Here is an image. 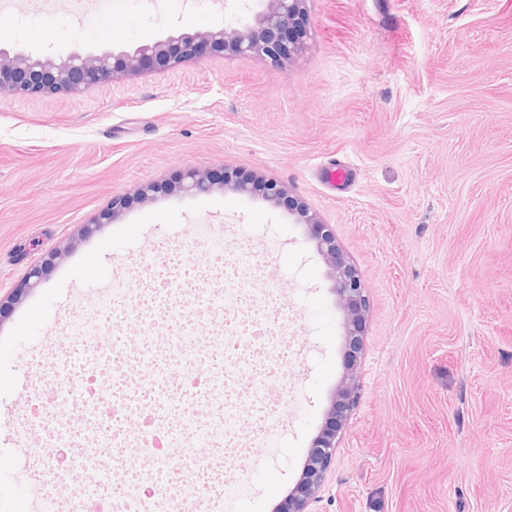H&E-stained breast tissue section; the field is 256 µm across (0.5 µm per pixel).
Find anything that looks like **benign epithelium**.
<instances>
[{
  "mask_svg": "<svg viewBox=\"0 0 512 512\" xmlns=\"http://www.w3.org/2000/svg\"><path fill=\"white\" fill-rule=\"evenodd\" d=\"M262 9L253 22L237 26L211 28L193 33L167 35L145 42L132 52L72 51L58 58L10 53L0 48V94H32L39 92L79 94L84 90L139 75L156 68H174L189 60L225 51L241 57H267L278 70L291 62L304 49L306 36L305 7L307 0H260ZM178 189L195 195L216 192L241 196L259 194L274 205L285 204L288 212L308 227L310 237L327 267L337 304L343 313V325L350 339L351 362L341 377L326 412L324 425L313 439L302 474L276 512H314L319 492L338 447V438L346 427L358 392L357 357L362 349V329L367 300L355 268L336 243L335 235L319 215L306 205L291 199L283 183L261 176L242 175L224 169L218 173L206 168H190L182 176ZM123 197L96 219L98 224H111L125 208ZM43 266H33L22 287L0 298V319L11 307L21 302L29 291L41 284Z\"/></svg>",
  "mask_w": 512,
  "mask_h": 512,
  "instance_id": "1",
  "label": "benign epithelium"
}]
</instances>
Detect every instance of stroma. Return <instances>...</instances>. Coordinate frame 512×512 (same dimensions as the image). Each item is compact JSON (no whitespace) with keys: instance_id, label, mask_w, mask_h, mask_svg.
<instances>
[{"instance_id":"1","label":"stroma","mask_w":512,"mask_h":512,"mask_svg":"<svg viewBox=\"0 0 512 512\" xmlns=\"http://www.w3.org/2000/svg\"><path fill=\"white\" fill-rule=\"evenodd\" d=\"M259 0H161L155 7L11 0L0 47L39 55L130 50L174 32L251 21ZM307 48L286 73L269 59L216 53L78 95L0 96V294L33 265L38 288L0 322V512H49L86 479L77 450L37 476L30 405L53 391L50 350L81 353L72 330L115 278L163 247L189 264L215 249L260 255L298 349L258 372L282 409L253 443L245 494L224 512H274L299 479L346 367L326 266L295 215L261 196L187 195L190 168L228 167L288 185L329 224L369 301L358 402L316 512H512V0H308ZM56 39L43 40L45 28ZM159 185L141 203L136 189ZM128 204L98 223L113 198ZM92 231L80 235L82 225ZM78 243L60 263L49 256ZM222 276L195 292L186 322L207 347L222 320ZM117 345L131 384L193 362H141L134 314Z\"/></svg>"}]
</instances>
